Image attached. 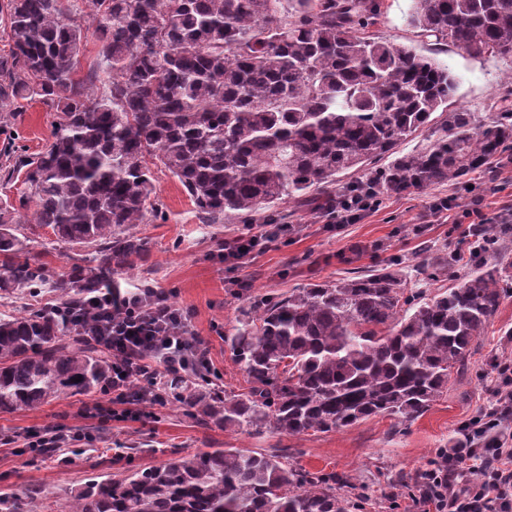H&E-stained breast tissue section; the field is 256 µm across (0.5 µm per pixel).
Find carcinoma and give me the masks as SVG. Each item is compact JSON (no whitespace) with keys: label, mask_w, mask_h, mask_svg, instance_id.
<instances>
[{"label":"carcinoma","mask_w":512,"mask_h":512,"mask_svg":"<svg viewBox=\"0 0 512 512\" xmlns=\"http://www.w3.org/2000/svg\"><path fill=\"white\" fill-rule=\"evenodd\" d=\"M86 6L98 50L76 80ZM0 13L13 41L0 55V111L39 101L57 115L45 150L0 165L1 182L22 175L26 186L18 202L0 199V291L10 294L56 288L71 307L132 268L146 252L134 229L158 217L154 160L200 223L278 224L291 198L331 211L345 171L374 168L376 194H403L491 172L512 151V104L488 120L448 111L458 87L448 68L366 32L376 0H0ZM406 21L421 39L512 63V0H412ZM440 110L435 138L397 151ZM24 223L91 256L55 280L24 258ZM511 280L502 258L432 296L383 270L309 284L261 301L224 337L248 391L228 395L199 375L203 390L168 392L199 420L249 435L411 422L468 363ZM96 324L90 311L75 322L0 314V411L108 382L112 356L88 339ZM347 486L284 455L214 448L94 480L72 512H354Z\"/></svg>","instance_id":"1"}]
</instances>
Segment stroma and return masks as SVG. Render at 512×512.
Listing matches in <instances>:
<instances>
[{
	"label": "stroma",
	"mask_w": 512,
	"mask_h": 512,
	"mask_svg": "<svg viewBox=\"0 0 512 512\" xmlns=\"http://www.w3.org/2000/svg\"><path fill=\"white\" fill-rule=\"evenodd\" d=\"M411 0H382V15L373 31L448 67L459 80L449 110L462 109L487 118L500 100H512V63L494 57L476 59L452 45L417 38L406 22ZM56 115L38 102L26 103L10 123L0 122V163L8 153H37L52 141ZM160 219L138 225L149 248L134 262L133 272L112 280L126 293L143 285L169 292L173 304L190 315L191 334L208 348L219 385L225 393L244 392L246 376L225 343L242 309L270 295L332 281L359 270L385 267L402 271L409 286L435 293L452 287L459 274L474 265L473 238L464 224L448 223L432 210L434 200L455 196L458 210L473 208L471 195L449 186L411 194L383 196L379 208L353 224H330L325 214L290 201L281 210L291 230L269 242L239 265L221 263L216 252L224 242L263 233L261 224L227 221L199 223L180 183L163 168L153 171ZM482 194V209L507 212L512 207V167L470 178ZM28 257L42 264L53 278L65 277L75 254L55 243L49 230L29 231ZM460 256L454 270L436 266L437 258ZM431 266L434 277L420 280L416 265ZM512 355V296L507 297L484 336L478 340L465 373L453 375L448 389L423 416L398 424L377 417L336 432L289 437L268 431L244 434L185 416L172 402L145 404L140 419L103 425L82 418L79 410L92 395L66 397L34 409L0 412V494L42 492L40 512H68L75 491L102 475L119 478L131 472L210 448L277 452L310 471L347 477L363 492L362 512H408L405 488L426 468L436 449L459 437L462 422L488 408L496 387L493 364ZM58 423L68 425L72 439L62 453L64 462L26 453L30 431Z\"/></svg>",
	"instance_id": "stroma-1"
}]
</instances>
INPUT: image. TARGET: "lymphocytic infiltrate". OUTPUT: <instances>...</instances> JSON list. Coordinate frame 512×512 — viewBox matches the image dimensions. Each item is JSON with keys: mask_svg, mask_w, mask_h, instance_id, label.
Masks as SVG:
<instances>
[{"mask_svg": "<svg viewBox=\"0 0 512 512\" xmlns=\"http://www.w3.org/2000/svg\"><path fill=\"white\" fill-rule=\"evenodd\" d=\"M90 305L100 312L118 305L122 314L106 320L98 338L112 356V380L103 389L108 399L83 404V416L138 419L140 410L129 406L133 392L211 369L207 349L189 342L187 318L168 292L143 288L117 298L106 291L91 297ZM494 372V407L464 422L466 447L436 449L419 474L414 512H512V432L506 427L512 421V359L497 361Z\"/></svg>", "mask_w": 512, "mask_h": 512, "instance_id": "lymphocytic-infiltrate-1", "label": "lymphocytic infiltrate"}]
</instances>
